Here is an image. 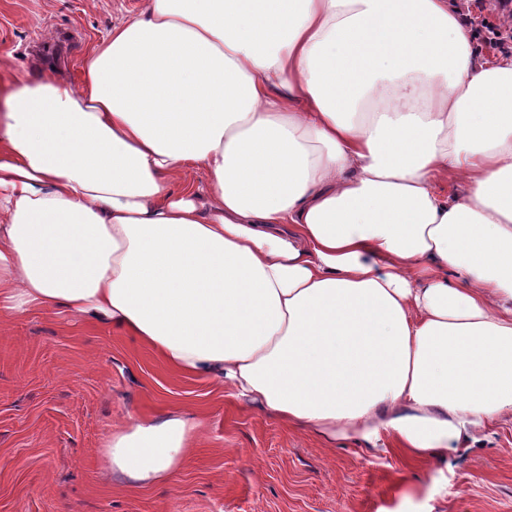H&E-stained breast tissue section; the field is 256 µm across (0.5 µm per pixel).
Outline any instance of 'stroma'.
<instances>
[{"label":"stroma","instance_id":"obj_1","mask_svg":"<svg viewBox=\"0 0 512 512\" xmlns=\"http://www.w3.org/2000/svg\"><path fill=\"white\" fill-rule=\"evenodd\" d=\"M488 61L495 0H455ZM144 0H0V83L60 62L80 81L87 50ZM201 419L176 487L98 475L126 415ZM0 512H512V422L477 431L439 462L368 450L288 425L216 384L166 367L149 346L64 311L0 318Z\"/></svg>","mask_w":512,"mask_h":512}]
</instances>
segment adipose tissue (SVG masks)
<instances>
[{
	"mask_svg": "<svg viewBox=\"0 0 512 512\" xmlns=\"http://www.w3.org/2000/svg\"><path fill=\"white\" fill-rule=\"evenodd\" d=\"M474 37L451 0H147L79 88L15 71L0 315L66 309L417 459L512 420V56ZM202 429L126 416L103 472L175 484Z\"/></svg>",
	"mask_w": 512,
	"mask_h": 512,
	"instance_id": "obj_1",
	"label": "adipose tissue"
}]
</instances>
